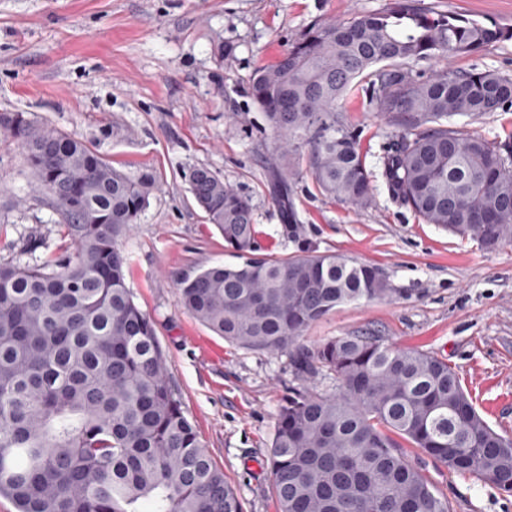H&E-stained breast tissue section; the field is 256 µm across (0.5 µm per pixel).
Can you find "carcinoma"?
<instances>
[{"label":"carcinoma","mask_w":512,"mask_h":512,"mask_svg":"<svg viewBox=\"0 0 512 512\" xmlns=\"http://www.w3.org/2000/svg\"><path fill=\"white\" fill-rule=\"evenodd\" d=\"M506 37L421 0H391L379 12L311 22L255 72L251 99L278 135L270 185L281 235L299 245L296 255H257L249 198L208 168L185 173L241 262L180 279L178 303L224 340L286 353L297 373L333 381L329 393L293 390L279 409L270 454L279 512H452L403 442L512 494V437L488 425L447 362L378 336L301 342L338 308L394 289L375 266L305 245L292 200L306 170L322 193L358 210L372 205L360 142L338 109L364 74L359 89L391 127L382 156L389 194L486 249L511 242L512 137L490 142L444 120L512 107V78L416 70ZM0 133L21 149L72 244L0 263V497L15 512H242L183 410L154 322L126 286L122 239L156 177H130L23 112H1Z\"/></svg>","instance_id":"carcinoma-1"}]
</instances>
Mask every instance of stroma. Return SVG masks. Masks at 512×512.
I'll list each match as a JSON object with an SVG mask.
<instances>
[{"mask_svg":"<svg viewBox=\"0 0 512 512\" xmlns=\"http://www.w3.org/2000/svg\"><path fill=\"white\" fill-rule=\"evenodd\" d=\"M390 0H0V113L24 112L76 136L129 176L150 171L161 187L125 239L126 284L156 325L175 388L201 439L236 489L243 512H278L270 449L280 405L294 387L328 392L330 379L300 380L287 354L225 342L177 303L178 281L235 263L224 238L193 202L185 172L206 167L250 198L260 254L290 256L267 182L273 132L252 103L259 67L318 18L344 20ZM512 31V0H424ZM512 77V38L452 59L418 63ZM372 173L367 210L322 195L310 176L294 185L305 239L380 267L391 299L341 307L303 341L382 337L432 352L459 374L496 432L512 436V243L492 250L425 223L393 199L381 176L389 128L364 93L340 103ZM451 126L500 141L512 108L456 115ZM67 246L63 227L31 189L24 158L0 138V262L29 261ZM453 512H512V494L448 471L407 449Z\"/></svg>","mask_w":512,"mask_h":512,"instance_id":"35a3bbf8","label":"stroma"}]
</instances>
